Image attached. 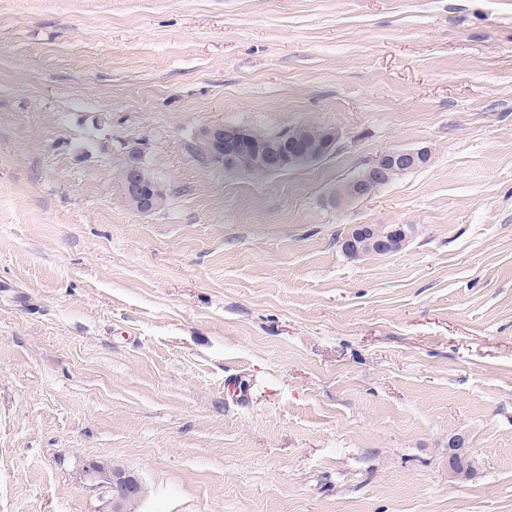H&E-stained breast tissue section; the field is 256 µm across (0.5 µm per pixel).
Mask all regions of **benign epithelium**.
<instances>
[{
    "label": "benign epithelium",
    "mask_w": 512,
    "mask_h": 512,
    "mask_svg": "<svg viewBox=\"0 0 512 512\" xmlns=\"http://www.w3.org/2000/svg\"><path fill=\"white\" fill-rule=\"evenodd\" d=\"M339 138L335 128L323 126L315 139L288 137L292 150L281 148V140H258L246 126L209 125L201 128L196 140L209 148L210 160L233 171L253 175L263 173L262 159L275 151L280 152V165H302L328 156ZM427 151L393 148L380 153L357 175L336 189V202L349 203L371 196L381 186L390 183L395 175H402L423 166ZM120 184L125 201L138 213H151L161 209L166 201L163 191L151 185L146 177L140 151L133 148L120 172ZM409 233L401 224H391L378 231L375 224L356 225L341 241L344 252L355 257L397 252L408 240ZM139 480L123 470L109 474L108 505L110 512H123L125 497L135 491Z\"/></svg>",
    "instance_id": "benign-epithelium-1"
}]
</instances>
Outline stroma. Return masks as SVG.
Instances as JSON below:
<instances>
[{
    "instance_id": "obj_1",
    "label": "stroma",
    "mask_w": 512,
    "mask_h": 512,
    "mask_svg": "<svg viewBox=\"0 0 512 512\" xmlns=\"http://www.w3.org/2000/svg\"><path fill=\"white\" fill-rule=\"evenodd\" d=\"M302 123L304 168L197 151ZM93 464L135 512H512V0H0V512H98ZM291 133L288 137L290 152L281 148L279 137H272L281 133ZM284 132H261L256 131L260 138L270 140H257L249 127L246 126H227L224 124H215L202 127L197 135V142L205 144L209 148L210 160L214 163L224 165L225 169L233 171H242L253 175L262 174L264 171L260 168L262 159L275 151H280V165L288 167L302 165L314 160L323 159L328 156L336 146L339 138L335 128L322 126L320 134L315 139L300 138L294 135V132L287 130ZM299 148L293 150V146ZM308 165V166H309ZM286 169L270 168L268 173L285 171ZM428 159L426 150L393 148L380 153L357 175L336 189L337 203H349L371 196L381 186L390 183L394 176L423 166ZM120 184L125 201L138 213H151L161 209L166 201L165 194L152 186L145 174L140 151L133 148L120 172ZM380 232L375 224L356 225L341 241L344 252L355 257L397 252L408 240L403 224H387ZM139 480L124 470H114L109 474L108 505L110 512H123L125 497L134 492Z\"/></svg>"
}]
</instances>
